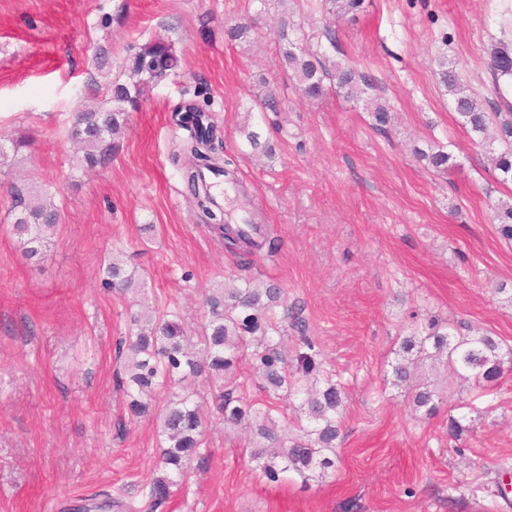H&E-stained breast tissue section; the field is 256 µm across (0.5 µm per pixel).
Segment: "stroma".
I'll return each instance as SVG.
<instances>
[{"label":"stroma","mask_w":512,"mask_h":512,"mask_svg":"<svg viewBox=\"0 0 512 512\" xmlns=\"http://www.w3.org/2000/svg\"><path fill=\"white\" fill-rule=\"evenodd\" d=\"M259 15L245 41L226 31ZM353 61L371 98L395 114L377 132L364 102L304 98L286 66L280 30ZM163 39L178 69L146 86L103 168L80 167L65 136L101 78L126 81L131 47ZM512 40V0H364L333 20L322 0H0V133L29 145L0 163V512H95L100 492L141 500L157 476V426L126 418L113 388V344L127 335L137 296L105 290L111 252L146 284L150 303L179 307L198 336L209 288L240 259L186 194L172 155L179 106L205 89L238 168L242 194L224 201L239 223L258 211L281 240L248 274L296 304L326 364L345 384L336 466L302 483H272L241 431L209 419V463L172 488L162 512H512L497 494L512 477V370L489 396L464 390L431 417L393 388L397 337L409 310L427 308L512 348V242L495 206L512 199L434 76L447 58L482 104L494 95L487 59ZM110 52L109 73L95 66ZM274 93L272 110L249 113ZM252 120L275 145L253 157L239 127ZM442 145L455 166L428 169L414 148ZM41 191L60 213L53 243L27 260L12 234L11 185ZM465 427L448 437V417ZM125 420L123 435L114 424Z\"/></svg>","instance_id":"obj_1"}]
</instances>
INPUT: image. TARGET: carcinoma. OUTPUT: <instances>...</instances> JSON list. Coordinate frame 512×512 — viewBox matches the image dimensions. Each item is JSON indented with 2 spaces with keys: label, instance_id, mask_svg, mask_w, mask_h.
Masks as SVG:
<instances>
[{
  "label": "carcinoma",
  "instance_id": "obj_1",
  "mask_svg": "<svg viewBox=\"0 0 512 512\" xmlns=\"http://www.w3.org/2000/svg\"><path fill=\"white\" fill-rule=\"evenodd\" d=\"M334 17L354 15L364 0H324ZM285 63L298 78L299 90L309 99L330 92L325 81L336 82V92L354 98L368 79L349 60L333 61L300 46L283 52ZM179 67V58L163 39L140 45L126 60L127 81L102 88L105 100L75 113L67 137L80 147L82 161L89 168L106 165L114 146L112 135L128 119V109L136 108L141 89ZM497 102L488 112L473 95L461 87L457 71L445 60L437 61L439 82L454 96L456 112L480 144H488L492 161L504 179L512 180V88L501 81L512 75V46L498 48L488 62ZM373 127L386 130L392 119L389 109L373 104ZM176 125L188 132L184 140L185 182L196 206L212 221V228L231 250L273 257L277 239L261 224H226L224 213L215 212V200L208 193L204 174L229 176L231 158L219 159L224 150L216 126L202 106L190 105L175 114ZM244 141L255 152L273 155L269 140L262 139L249 122L239 127ZM425 166L442 174L453 167V156L444 147L415 150ZM14 224L12 232L23 254L32 259L43 253L59 222L53 204L32 196L24 188H12ZM498 232L512 240V203L497 206L494 215ZM104 288L128 291L135 275L113 258L102 268ZM208 315L202 326L201 348L194 351L175 308L163 306L152 315L134 314L135 333L115 343L119 367L114 373L117 391L127 397L129 415L154 418L160 423L159 466L161 473L150 484L145 512H156L171 496L175 478L186 476L193 467L202 468L210 459L203 400L195 389L202 378L211 390L215 414L226 427H242L248 434L251 457L263 477L277 482L284 473H295L305 481L319 479L334 467L336 447L344 422V384L326 370L315 339L307 334L303 321L288 308L283 291L269 285L258 288L249 277L212 289L206 297ZM411 331L399 338L392 365L393 385L404 390L414 409L427 416L437 408L436 392L421 378L427 365L443 366L447 391L461 380L484 391L503 373L504 356L499 341L468 325L458 329L438 314L411 313ZM296 332L286 336V326ZM248 359L251 373L242 377L236 366ZM300 401L293 418L272 402L249 398L252 389ZM166 394L164 407L157 405Z\"/></svg>",
  "mask_w": 512,
  "mask_h": 512
}]
</instances>
